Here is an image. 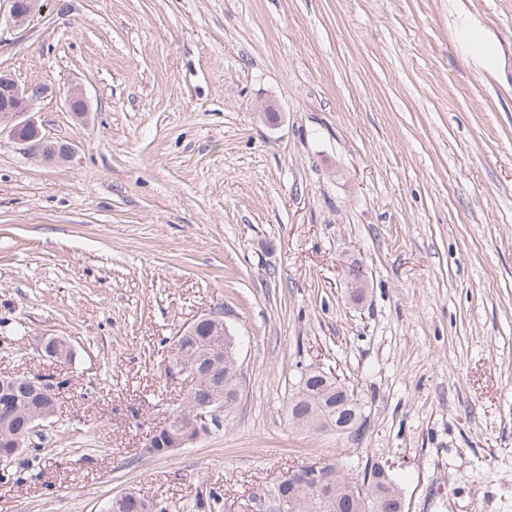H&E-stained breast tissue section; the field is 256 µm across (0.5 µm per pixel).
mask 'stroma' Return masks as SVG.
<instances>
[{"label":"stroma","mask_w":512,"mask_h":512,"mask_svg":"<svg viewBox=\"0 0 512 512\" xmlns=\"http://www.w3.org/2000/svg\"><path fill=\"white\" fill-rule=\"evenodd\" d=\"M0 72L73 149L0 133V375L67 382L0 512H260L286 470L385 460L405 512H512V0H40ZM215 310L242 399L147 454L188 387L159 364ZM307 367L360 434L291 424Z\"/></svg>","instance_id":"stroma-1"}]
</instances>
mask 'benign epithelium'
<instances>
[{"instance_id": "benign-epithelium-1", "label": "benign epithelium", "mask_w": 512, "mask_h": 512, "mask_svg": "<svg viewBox=\"0 0 512 512\" xmlns=\"http://www.w3.org/2000/svg\"><path fill=\"white\" fill-rule=\"evenodd\" d=\"M38 0H9V18L13 25H24L33 14ZM43 89L39 86H26L20 84L8 74L0 72V129L8 131L11 139L22 146L23 152L39 158L46 164H58L71 158V147L63 143H55L47 139L41 132L34 112L36 101L41 98ZM68 109L76 117H81L88 111V104L82 88L72 87L66 96ZM347 279L352 290V296L358 299L362 296L366 278L363 270L358 268L347 272ZM201 321L210 323L214 328L224 331V347L216 348L206 354H194L183 358L178 363L168 366L167 375H184L188 380L199 381L206 377L217 366L222 364L228 367L229 372L241 374L239 364V340L229 332L222 319L216 312L208 313ZM40 350L43 356L53 360L62 358L58 339L53 336L40 338ZM24 383L53 401H58L59 386L57 381L40 374H23L0 377V392L8 391ZM240 401L239 389H224V396H215L211 401L196 403L186 401L178 408L170 411L160 423V428L154 430L158 435L152 448H159L163 452H170L176 448H183L195 443L201 437L212 433L215 429L224 426V414L232 411ZM57 405H52L44 411H37L29 418V429L15 431L9 424L0 427V442L5 444L10 453L8 458L21 455L35 446L33 437L41 430L43 423L54 417ZM288 482V487H300L311 497H318L327 486H336V501L346 498L347 482L343 481L340 472L331 466H305L292 469L286 478L276 482L273 492L267 497L276 500V506H283L276 492L279 485ZM373 508L375 512H403V494L379 493L376 487L360 490V497L356 498L354 505L348 512H358L363 508ZM113 508L119 512H140V498L133 493H124L113 499Z\"/></svg>"}]
</instances>
